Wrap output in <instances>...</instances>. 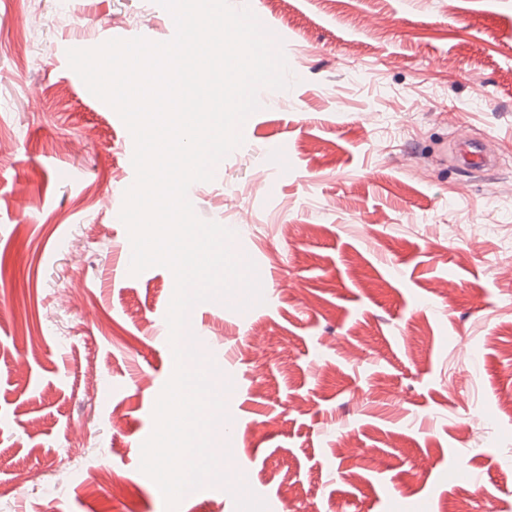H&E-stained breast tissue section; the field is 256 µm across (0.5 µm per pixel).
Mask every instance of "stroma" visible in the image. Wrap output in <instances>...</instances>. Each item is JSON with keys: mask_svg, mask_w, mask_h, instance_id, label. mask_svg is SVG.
Masks as SVG:
<instances>
[{"mask_svg": "<svg viewBox=\"0 0 512 512\" xmlns=\"http://www.w3.org/2000/svg\"><path fill=\"white\" fill-rule=\"evenodd\" d=\"M250 3L290 85L260 91L194 206L263 296L193 308L235 362L230 476L288 512H512V0ZM170 23L155 0H0V512H166L140 463L174 277L113 270L132 136L66 51ZM460 115L495 170L454 163Z\"/></svg>", "mask_w": 512, "mask_h": 512, "instance_id": "stroma-1", "label": "stroma"}]
</instances>
